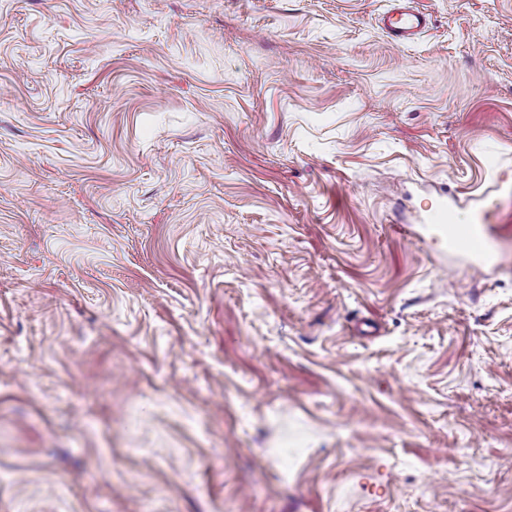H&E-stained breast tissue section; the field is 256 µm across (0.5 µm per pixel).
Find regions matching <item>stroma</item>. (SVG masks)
<instances>
[{
  "mask_svg": "<svg viewBox=\"0 0 512 512\" xmlns=\"http://www.w3.org/2000/svg\"><path fill=\"white\" fill-rule=\"evenodd\" d=\"M392 3L0 0V512H512V0ZM399 3L391 14L383 19L388 37L395 45L404 46L414 42L416 36L427 26V16L406 6L408 0H395ZM429 224L442 226L443 241L448 244L449 251H459L471 258L470 268L481 271L484 265L490 263L488 255V240L481 224H451L448 206L444 202L428 206Z\"/></svg>",
  "mask_w": 512,
  "mask_h": 512,
  "instance_id": "35a3bbf8",
  "label": "stroma"
}]
</instances>
